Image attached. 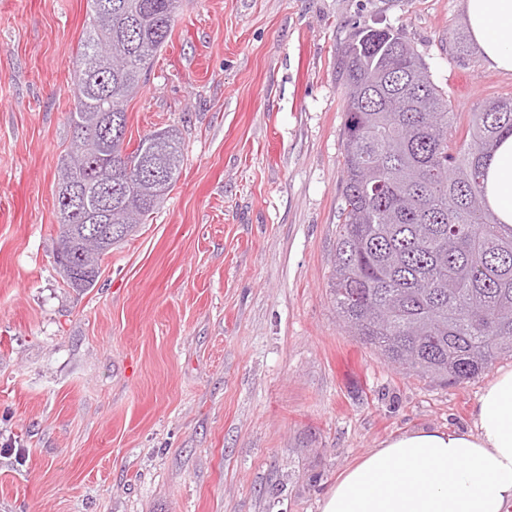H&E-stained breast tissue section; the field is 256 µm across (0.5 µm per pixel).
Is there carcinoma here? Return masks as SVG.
Segmentation results:
<instances>
[{
    "mask_svg": "<svg viewBox=\"0 0 512 512\" xmlns=\"http://www.w3.org/2000/svg\"><path fill=\"white\" fill-rule=\"evenodd\" d=\"M88 0L89 24L73 77V138L64 155L89 202L112 197L105 223L59 224L56 264L66 285L96 287L102 257L162 202L179 174L181 137L164 128L124 147L129 99L168 42L180 0ZM126 67L91 65L100 51ZM343 87V190L330 295L352 335L391 364L456 385L512 357V225L488 208L484 177L512 136V97L478 104L465 135L414 47L390 28L366 29L338 62ZM112 124L97 151L112 153V181L81 151L92 127Z\"/></svg>",
    "mask_w": 512,
    "mask_h": 512,
    "instance_id": "carcinoma-1",
    "label": "carcinoma"
}]
</instances>
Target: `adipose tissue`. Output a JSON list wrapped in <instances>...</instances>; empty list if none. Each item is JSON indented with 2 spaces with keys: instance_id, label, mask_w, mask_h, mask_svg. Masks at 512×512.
<instances>
[{
  "instance_id": "1",
  "label": "adipose tissue",
  "mask_w": 512,
  "mask_h": 512,
  "mask_svg": "<svg viewBox=\"0 0 512 512\" xmlns=\"http://www.w3.org/2000/svg\"><path fill=\"white\" fill-rule=\"evenodd\" d=\"M487 63L512 72V0H464ZM485 195L512 224V137L486 168ZM469 432L415 430L384 441L348 468L322 512H504L512 504V371L480 394Z\"/></svg>"
}]
</instances>
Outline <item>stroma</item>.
I'll return each instance as SVG.
<instances>
[{
    "label": "stroma",
    "mask_w": 512,
    "mask_h": 512,
    "mask_svg": "<svg viewBox=\"0 0 512 512\" xmlns=\"http://www.w3.org/2000/svg\"><path fill=\"white\" fill-rule=\"evenodd\" d=\"M87 0H0V512H321L392 437L469 430L486 385H443L343 328L341 49L389 27L457 132L512 72L452 53L463 0H182L127 105L179 130L180 174L106 255L54 263L56 185Z\"/></svg>",
    "instance_id": "obj_1"
}]
</instances>
